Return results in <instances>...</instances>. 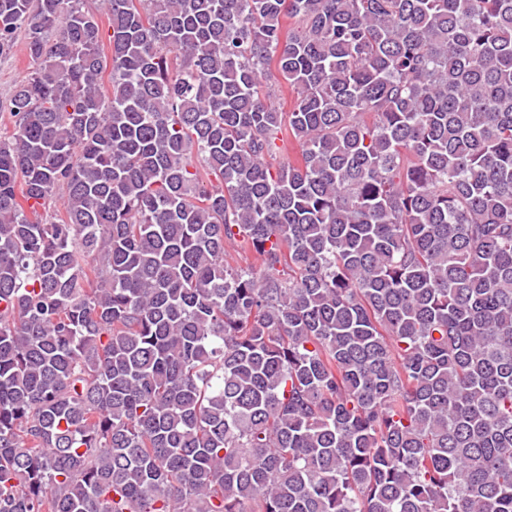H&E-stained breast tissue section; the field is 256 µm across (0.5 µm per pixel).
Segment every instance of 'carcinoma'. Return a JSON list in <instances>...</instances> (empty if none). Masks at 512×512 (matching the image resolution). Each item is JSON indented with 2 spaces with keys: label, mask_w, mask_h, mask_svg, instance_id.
Wrapping results in <instances>:
<instances>
[{
  "label": "carcinoma",
  "mask_w": 512,
  "mask_h": 512,
  "mask_svg": "<svg viewBox=\"0 0 512 512\" xmlns=\"http://www.w3.org/2000/svg\"><path fill=\"white\" fill-rule=\"evenodd\" d=\"M21 34L0 512H512V0H0Z\"/></svg>",
  "instance_id": "obj_1"
}]
</instances>
